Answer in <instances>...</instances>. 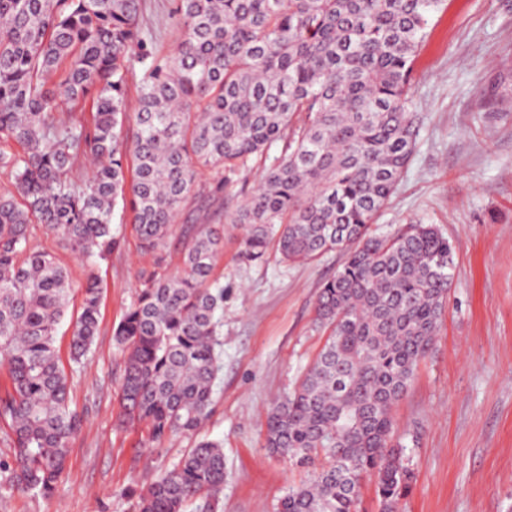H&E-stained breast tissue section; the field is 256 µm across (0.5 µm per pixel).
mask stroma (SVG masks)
I'll list each match as a JSON object with an SVG mask.
<instances>
[{"mask_svg": "<svg viewBox=\"0 0 512 512\" xmlns=\"http://www.w3.org/2000/svg\"><path fill=\"white\" fill-rule=\"evenodd\" d=\"M172 0H142V24L159 53L177 37ZM410 95L421 116L414 152L379 215L378 233L433 224L454 248V278L438 336L394 409L396 434L416 474L399 512H512V0H445L416 60ZM238 201L184 212L163 262L145 253L128 209L116 207L119 246L87 263L61 236L29 227L30 242L54 255L71 284L67 321L57 333L69 363L71 322L87 273L102 288L99 333L72 380V402L86 413L73 441L68 477L51 497L0 488V512H134L131 489L172 468L193 444L175 437L152 447L122 423L118 385L124 360L112 330L156 268L182 267L188 226L224 234L214 270L224 287L220 371L203 437L224 446L223 512H276L311 467L264 446L265 415L291 393L328 335L315 319L320 286L342 262L333 252L288 264L236 260L229 231Z\"/></svg>", "mask_w": 512, "mask_h": 512, "instance_id": "35a3bbf8", "label": "stroma"}]
</instances>
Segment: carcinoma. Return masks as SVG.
Here are the masks:
<instances>
[{
    "label": "carcinoma",
    "mask_w": 512,
    "mask_h": 512,
    "mask_svg": "<svg viewBox=\"0 0 512 512\" xmlns=\"http://www.w3.org/2000/svg\"><path fill=\"white\" fill-rule=\"evenodd\" d=\"M442 0H173L178 35L158 55L141 0H0V422L14 493L50 497L67 477L86 418L70 383L99 330L101 288L90 274L61 364L57 328L67 270L30 243L29 226L86 259L112 253L121 202L141 248L165 247L180 212L229 192L273 144L280 162L238 206V256L269 246L291 263L332 251L343 261L318 294L331 328L288 398L268 411L265 447L314 467L278 512H357L364 480L380 512H397L415 474L393 443L392 409L429 352L454 277L453 248L431 224L373 233L413 154L409 95L416 58ZM142 69L128 101V50ZM91 102L90 121L72 106ZM95 162L91 179L71 177ZM217 181L201 183L203 171ZM224 237L191 239L178 275H152L113 329L124 358L122 421L147 441L195 436L208 419L219 365L224 286L213 279ZM329 463L316 467L319 454ZM224 448L200 440L138 492L137 512H218Z\"/></svg>",
    "instance_id": "carcinoma-1"
}]
</instances>
